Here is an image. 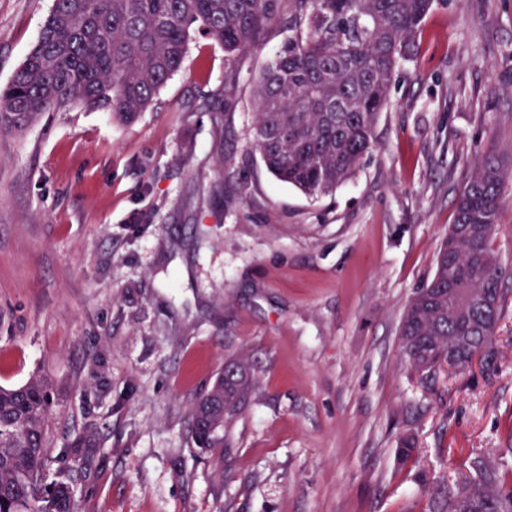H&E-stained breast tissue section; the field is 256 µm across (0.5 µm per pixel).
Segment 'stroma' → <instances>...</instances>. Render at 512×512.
Instances as JSON below:
<instances>
[{
  "instance_id": "stroma-1",
  "label": "stroma",
  "mask_w": 512,
  "mask_h": 512,
  "mask_svg": "<svg viewBox=\"0 0 512 512\" xmlns=\"http://www.w3.org/2000/svg\"><path fill=\"white\" fill-rule=\"evenodd\" d=\"M50 5L0 0L1 87ZM288 35L270 25L230 81L195 34L131 123L73 106L0 130V386L43 372L55 445L98 432L79 512H428L420 472L512 467V275L492 374H416L399 336L470 171L512 170V0H436L376 150L319 199L251 147L254 81ZM232 355L258 386L198 448L193 409Z\"/></svg>"
}]
</instances>
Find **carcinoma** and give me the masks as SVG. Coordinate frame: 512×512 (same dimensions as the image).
Returning <instances> with one entry per match:
<instances>
[{
    "instance_id": "cac0c4a2",
    "label": "carcinoma",
    "mask_w": 512,
    "mask_h": 512,
    "mask_svg": "<svg viewBox=\"0 0 512 512\" xmlns=\"http://www.w3.org/2000/svg\"><path fill=\"white\" fill-rule=\"evenodd\" d=\"M434 0H52L34 48L0 88V129H23L45 113L74 104L125 121L147 111L183 65L199 25L237 59L279 19L291 35L254 85L252 147L279 181L312 197L332 194L377 148L375 127L389 104L403 62L411 55ZM512 173L494 154L470 173L455 207L456 236L440 248L431 281L411 298L401 320V350L421 373L437 368L448 343L464 363L494 356L484 325L499 320L506 271L490 248L500 226ZM465 295L448 304V289ZM216 378L197 402L191 433L199 447L224 445V424L242 410L256 386L254 368ZM53 402L46 376L0 387V512H77L71 470L47 481ZM99 439L83 426L61 457L87 461ZM472 480L445 490L440 512H512V469L482 456Z\"/></svg>"
}]
</instances>
